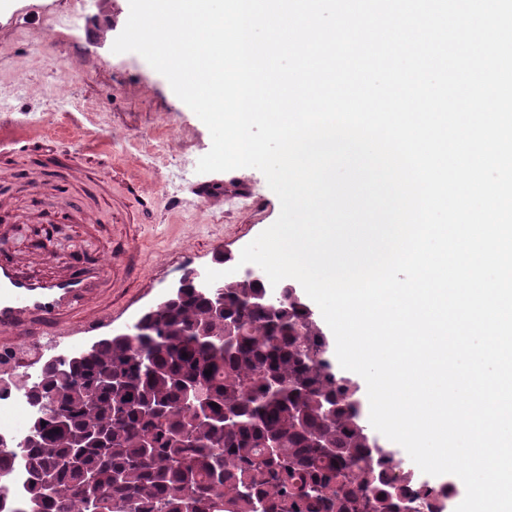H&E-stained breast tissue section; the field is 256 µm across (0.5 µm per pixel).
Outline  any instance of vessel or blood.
Wrapping results in <instances>:
<instances>
[{
    "label": "vessel or blood",
    "instance_id": "1",
    "mask_svg": "<svg viewBox=\"0 0 512 512\" xmlns=\"http://www.w3.org/2000/svg\"><path fill=\"white\" fill-rule=\"evenodd\" d=\"M199 193L214 204L223 197L239 199L256 215L268 207L246 181L225 184L220 197L206 185L200 186ZM111 279V267L99 260L51 280H24L14 264H0V354L10 355L44 333L61 339L99 327L108 314L97 301Z\"/></svg>",
    "mask_w": 512,
    "mask_h": 512
}]
</instances>
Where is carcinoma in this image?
<instances>
[{
	"instance_id": "1",
	"label": "carcinoma",
	"mask_w": 512,
	"mask_h": 512,
	"mask_svg": "<svg viewBox=\"0 0 512 512\" xmlns=\"http://www.w3.org/2000/svg\"><path fill=\"white\" fill-rule=\"evenodd\" d=\"M260 287L224 283L222 314L190 288L155 308L154 331L46 367L43 397L60 416L30 446L0 447V475L22 465L28 486L17 506L0 484L5 512H394L359 495L364 403L334 373L320 326L285 299L271 314L249 307Z\"/></svg>"
}]
</instances>
